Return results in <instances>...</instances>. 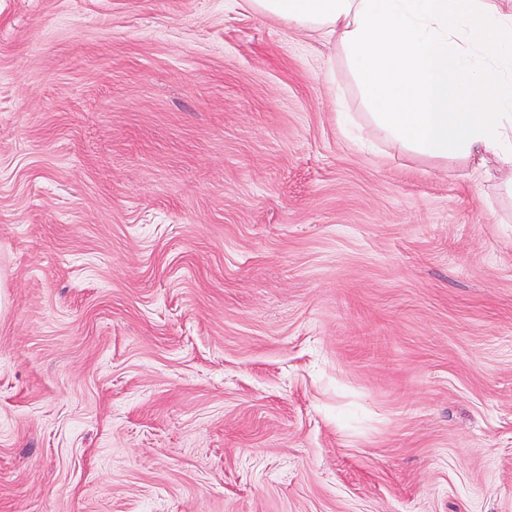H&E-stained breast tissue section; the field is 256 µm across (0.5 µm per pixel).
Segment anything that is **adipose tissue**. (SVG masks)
<instances>
[{
    "label": "adipose tissue",
    "mask_w": 512,
    "mask_h": 512,
    "mask_svg": "<svg viewBox=\"0 0 512 512\" xmlns=\"http://www.w3.org/2000/svg\"><path fill=\"white\" fill-rule=\"evenodd\" d=\"M333 41L389 140L494 161L512 190V8L498 0H249Z\"/></svg>",
    "instance_id": "obj_1"
}]
</instances>
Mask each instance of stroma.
I'll use <instances>...</instances> for the list:
<instances>
[{
	"label": "stroma",
	"instance_id": "stroma-1",
	"mask_svg": "<svg viewBox=\"0 0 512 512\" xmlns=\"http://www.w3.org/2000/svg\"><path fill=\"white\" fill-rule=\"evenodd\" d=\"M248 0H0V512H512V197Z\"/></svg>",
	"mask_w": 512,
	"mask_h": 512
}]
</instances>
